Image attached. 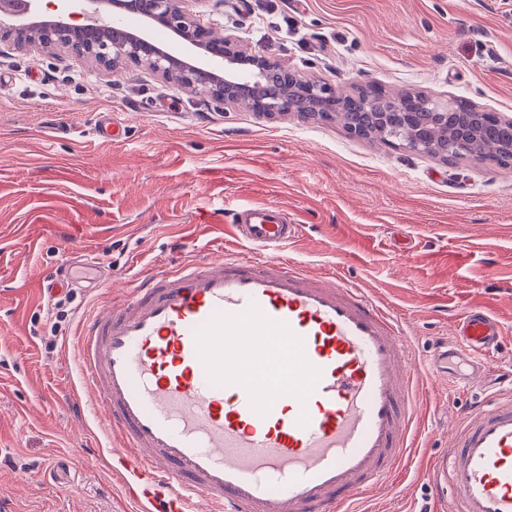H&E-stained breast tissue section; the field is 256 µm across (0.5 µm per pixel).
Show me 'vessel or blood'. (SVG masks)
<instances>
[{
    "label": "vessel or blood",
    "instance_id": "obj_1",
    "mask_svg": "<svg viewBox=\"0 0 512 512\" xmlns=\"http://www.w3.org/2000/svg\"><path fill=\"white\" fill-rule=\"evenodd\" d=\"M231 227L257 259L182 261L85 315L79 387L141 512H348L410 446L411 347L360 290L280 262L301 230L286 208H238ZM453 336L478 361L502 331L475 306ZM432 476L450 512H512V400L459 425Z\"/></svg>",
    "mask_w": 512,
    "mask_h": 512
}]
</instances>
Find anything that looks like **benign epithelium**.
Wrapping results in <instances>:
<instances>
[{"instance_id": "benign-epithelium-1", "label": "benign epithelium", "mask_w": 512, "mask_h": 512, "mask_svg": "<svg viewBox=\"0 0 512 512\" xmlns=\"http://www.w3.org/2000/svg\"><path fill=\"white\" fill-rule=\"evenodd\" d=\"M43 0H0V34L14 36V46L22 50L43 51L49 48L36 31L73 33L88 26L102 30L125 23L130 15L137 16L139 25L128 32L123 45L104 42L86 51L85 58L106 70L121 66L145 67L168 78L170 64L179 63L185 73L204 71L212 76V85L200 88L188 82L184 88L198 97L210 98L221 104L256 98L264 114L269 116L294 111L291 97L304 88L313 102H338L347 93L326 83L313 84L297 76L295 85L284 96L261 100L265 69L276 61L261 49L243 48L230 35L219 39L222 50L213 49L207 38L213 32L202 25L188 8L189 0H154L151 13L138 9V0H56L51 12L42 6ZM163 29L174 38L173 45H163L155 39V31Z\"/></svg>"}]
</instances>
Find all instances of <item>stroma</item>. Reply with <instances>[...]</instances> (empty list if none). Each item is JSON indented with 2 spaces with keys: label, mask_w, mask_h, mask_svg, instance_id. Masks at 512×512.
<instances>
[{
  "label": "stroma",
  "mask_w": 512,
  "mask_h": 512,
  "mask_svg": "<svg viewBox=\"0 0 512 512\" xmlns=\"http://www.w3.org/2000/svg\"><path fill=\"white\" fill-rule=\"evenodd\" d=\"M214 31L281 66L351 90L461 98L512 117V0H192ZM102 112L126 131L93 133ZM276 203L300 224L279 256L362 289L402 324L419 374L418 435L402 476L354 512H437L430 462L452 429L512 386V167L446 163L290 113L223 106L131 66L112 74L56 50L0 42V512H138L77 399L82 315L137 278L203 254L252 252L228 225ZM105 288L51 304L38 288L76 251ZM502 325L473 380L432 365L470 307Z\"/></svg>",
  "instance_id": "1"
}]
</instances>
